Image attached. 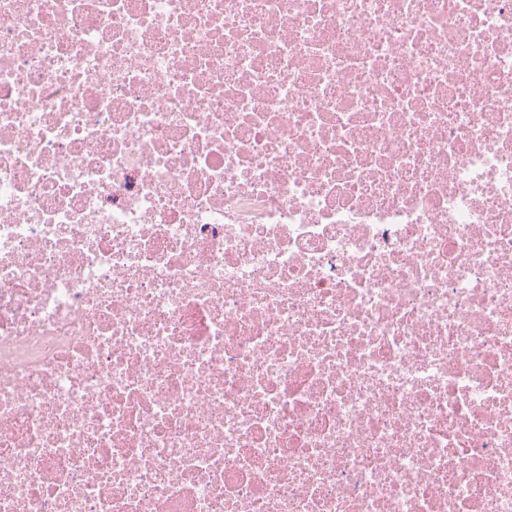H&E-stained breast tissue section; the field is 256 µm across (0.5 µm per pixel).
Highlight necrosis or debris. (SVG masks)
<instances>
[{
  "label": "necrosis or debris",
  "instance_id": "1",
  "mask_svg": "<svg viewBox=\"0 0 512 512\" xmlns=\"http://www.w3.org/2000/svg\"><path fill=\"white\" fill-rule=\"evenodd\" d=\"M0 512H512V0H0Z\"/></svg>",
  "mask_w": 512,
  "mask_h": 512
}]
</instances>
